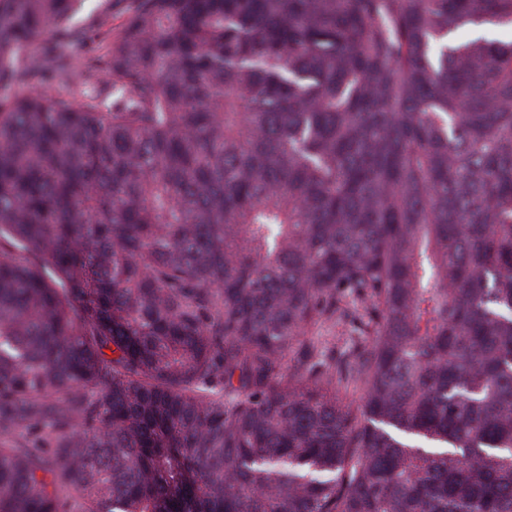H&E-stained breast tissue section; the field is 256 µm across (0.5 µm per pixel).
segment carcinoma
<instances>
[{"label":"carcinoma","instance_id":"carcinoma-1","mask_svg":"<svg viewBox=\"0 0 512 512\" xmlns=\"http://www.w3.org/2000/svg\"><path fill=\"white\" fill-rule=\"evenodd\" d=\"M75 5L0 0V512H512V0ZM130 3L131 0H82L73 23L91 37L94 36L95 27L105 21L112 24V31H115L123 23Z\"/></svg>","mask_w":512,"mask_h":512}]
</instances>
